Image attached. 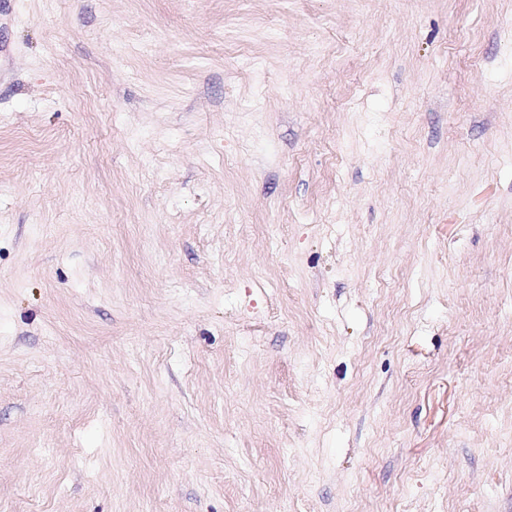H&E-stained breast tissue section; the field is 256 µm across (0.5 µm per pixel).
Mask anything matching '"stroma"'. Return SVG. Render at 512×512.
<instances>
[{"mask_svg": "<svg viewBox=\"0 0 512 512\" xmlns=\"http://www.w3.org/2000/svg\"><path fill=\"white\" fill-rule=\"evenodd\" d=\"M0 512H512V0H0Z\"/></svg>", "mask_w": 512, "mask_h": 512, "instance_id": "35a3bbf8", "label": "stroma"}]
</instances>
